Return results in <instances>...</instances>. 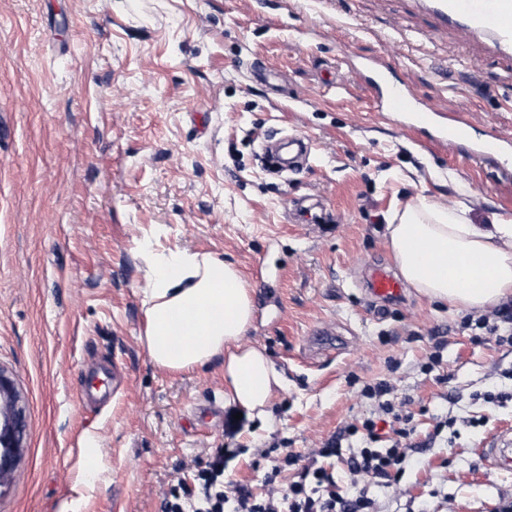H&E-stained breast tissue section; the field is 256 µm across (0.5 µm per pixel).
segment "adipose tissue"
Listing matches in <instances>:
<instances>
[{
	"mask_svg": "<svg viewBox=\"0 0 512 512\" xmlns=\"http://www.w3.org/2000/svg\"><path fill=\"white\" fill-rule=\"evenodd\" d=\"M389 247L419 293L460 309L512 299V224L484 228L425 201L390 225ZM140 341L159 370L224 361V401L263 419L282 385L265 350L245 343L253 303L247 280L210 253L174 247L153 254L141 290Z\"/></svg>",
	"mask_w": 512,
	"mask_h": 512,
	"instance_id": "1",
	"label": "adipose tissue"
}]
</instances>
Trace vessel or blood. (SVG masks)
I'll return each instance as SVG.
<instances>
[{
  "label": "vessel or blood",
  "instance_id": "obj_1",
  "mask_svg": "<svg viewBox=\"0 0 512 512\" xmlns=\"http://www.w3.org/2000/svg\"><path fill=\"white\" fill-rule=\"evenodd\" d=\"M417 2L434 18L439 30L451 32L459 28L488 38L502 60L512 61V0ZM360 74L373 92V104L380 116L394 119L403 129L426 133L430 142L444 151L495 163L502 181L512 183L511 136L495 129L477 135L471 113L422 105L407 93L404 78L391 77L377 61L362 63ZM367 287L378 300L397 298L404 290L401 279L384 266L370 272ZM481 451L496 469L512 471V432L504 430L489 435Z\"/></svg>",
  "mask_w": 512,
  "mask_h": 512
}]
</instances>
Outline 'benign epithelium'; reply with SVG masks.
Here are the masks:
<instances>
[{"label": "benign epithelium", "mask_w": 512, "mask_h": 512, "mask_svg": "<svg viewBox=\"0 0 512 512\" xmlns=\"http://www.w3.org/2000/svg\"><path fill=\"white\" fill-rule=\"evenodd\" d=\"M0 396L5 404L0 408V484L15 471L21 452L26 412L19 403V396L12 378L0 370Z\"/></svg>", "instance_id": "benign-epithelium-1"}]
</instances>
